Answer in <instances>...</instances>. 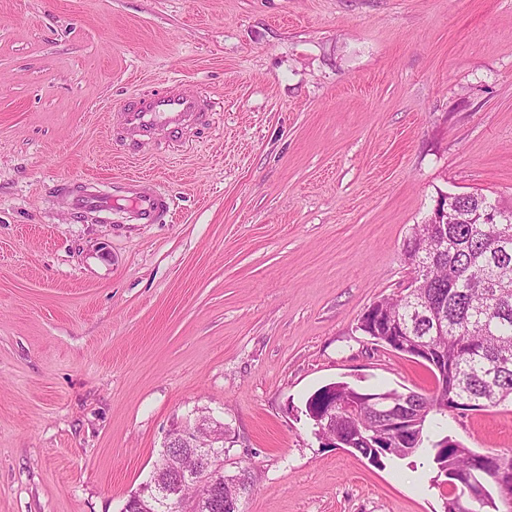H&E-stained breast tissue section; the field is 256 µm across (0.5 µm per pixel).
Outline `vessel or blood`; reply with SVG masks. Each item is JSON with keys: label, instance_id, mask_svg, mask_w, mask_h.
Returning <instances> with one entry per match:
<instances>
[{"label": "vessel or blood", "instance_id": "1", "mask_svg": "<svg viewBox=\"0 0 512 512\" xmlns=\"http://www.w3.org/2000/svg\"><path fill=\"white\" fill-rule=\"evenodd\" d=\"M213 116L210 100L199 95L169 91L136 95L119 108L117 123L130 150L136 151L159 137L182 143L192 128L208 123ZM71 206L80 213L111 210L115 201L129 205V215L138 224H162L170 212V199L152 178L134 176L113 182L111 193H103L92 182L78 181L68 189Z\"/></svg>", "mask_w": 512, "mask_h": 512}]
</instances>
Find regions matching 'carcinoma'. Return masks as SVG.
Instances as JSON below:
<instances>
[{"mask_svg": "<svg viewBox=\"0 0 512 512\" xmlns=\"http://www.w3.org/2000/svg\"><path fill=\"white\" fill-rule=\"evenodd\" d=\"M448 218L439 235L445 247L431 252L429 224L412 228L404 243V259L419 268L422 286L417 300L436 306L444 326L439 330L430 315L414 314L405 298L384 299L378 306L393 316L401 334L425 340L448 359L454 378L442 380L433 373L435 390L429 394L401 393L382 389L380 393L407 400L409 414L403 424L393 427L380 422L364 401L366 391L338 381L317 390L306 402V411H326L343 403H358V415L341 412L326 418L318 427L327 443L352 448L370 459L375 447L387 459H405L424 453L433 467L463 477L458 487V512H512V482L501 486L496 473H483L478 452L447 435L430 439L428 430L448 425V409H473L480 404L496 407L512 401V210L477 193L448 196ZM495 214L498 223L479 224L473 220L481 210ZM204 460L185 449L161 452L145 486H151L171 471L187 476L174 491L182 512H214L211 502L200 497L189 476ZM245 481L235 476L224 479L222 500L242 499Z\"/></svg>", "mask_w": 512, "mask_h": 512, "instance_id": "cac0c4a2", "label": "carcinoma"}]
</instances>
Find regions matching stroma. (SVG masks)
<instances>
[{"label": "stroma", "instance_id": "1", "mask_svg": "<svg viewBox=\"0 0 512 512\" xmlns=\"http://www.w3.org/2000/svg\"><path fill=\"white\" fill-rule=\"evenodd\" d=\"M165 88L222 110L125 158L113 111ZM133 175L166 223L61 191ZM448 193L512 209V0H0V512H121L200 411L244 512H442L427 457L327 447L305 402L431 391L358 321ZM446 432L512 451V403Z\"/></svg>", "mask_w": 512, "mask_h": 512}]
</instances>
